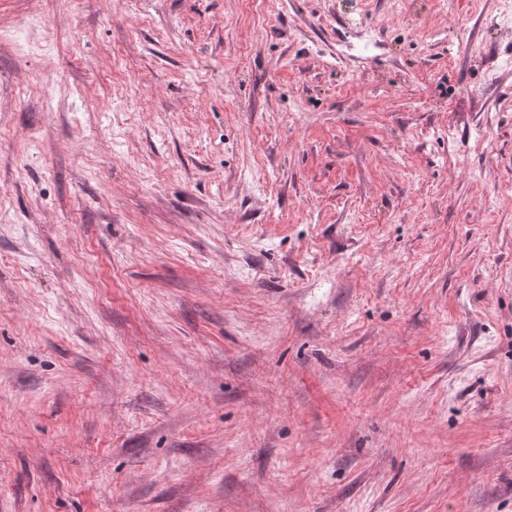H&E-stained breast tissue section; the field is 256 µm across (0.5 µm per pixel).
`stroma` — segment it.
<instances>
[{
	"mask_svg": "<svg viewBox=\"0 0 512 512\" xmlns=\"http://www.w3.org/2000/svg\"><path fill=\"white\" fill-rule=\"evenodd\" d=\"M0 512H512L503 0H0Z\"/></svg>",
	"mask_w": 512,
	"mask_h": 512,
	"instance_id": "stroma-1",
	"label": "stroma"
}]
</instances>
